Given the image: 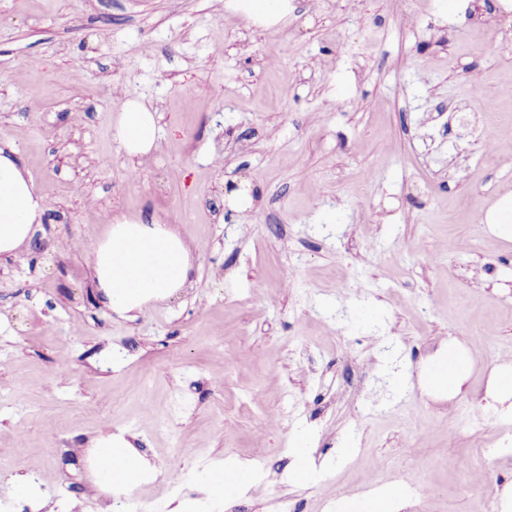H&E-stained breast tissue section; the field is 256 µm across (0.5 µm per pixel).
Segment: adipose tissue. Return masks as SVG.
Masks as SVG:
<instances>
[{"mask_svg": "<svg viewBox=\"0 0 512 512\" xmlns=\"http://www.w3.org/2000/svg\"><path fill=\"white\" fill-rule=\"evenodd\" d=\"M114 136L131 162H143L157 146L158 115L135 99L125 100ZM46 199L34 185L12 147H0V259H17L33 236L35 224L47 210ZM192 270L188 241L171 225L114 216L104 235L93 242L89 278L104 305L129 321L137 320L151 304L173 296L187 284ZM444 373L424 371L430 389L454 398L463 391L469 363L458 342H449L436 359ZM92 476L107 493H120L151 476L155 468L125 433L97 438L92 447ZM232 489L224 487L223 471L198 481V498L177 504L172 512H203L210 505L236 498L252 483L251 470Z\"/></svg>", "mask_w": 512, "mask_h": 512, "instance_id": "obj_1", "label": "adipose tissue"}]
</instances>
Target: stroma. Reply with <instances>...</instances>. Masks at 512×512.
I'll list each match as a JSON object with an SVG mask.
<instances>
[{"mask_svg":"<svg viewBox=\"0 0 512 512\" xmlns=\"http://www.w3.org/2000/svg\"><path fill=\"white\" fill-rule=\"evenodd\" d=\"M224 2L0 0V145L50 206L0 260V501L29 475L50 512H100L89 450L124 431L156 465L125 512L196 498L258 440L262 478L211 512H323L322 486L363 494L374 472L426 512H481L512 483V415L485 400L512 364V243L479 222L512 189V139L484 147L512 128V0H288L276 25ZM128 99L162 128L134 184ZM117 215L193 245L189 283L133 322L72 245ZM451 339L471 361L452 402L421 381ZM271 403L283 420L256 436ZM301 432L328 467L296 484Z\"/></svg>","mask_w":512,"mask_h":512,"instance_id":"35a3bbf8","label":"stroma"}]
</instances>
